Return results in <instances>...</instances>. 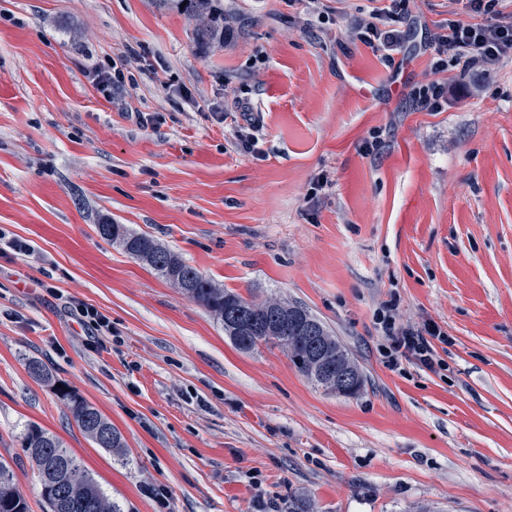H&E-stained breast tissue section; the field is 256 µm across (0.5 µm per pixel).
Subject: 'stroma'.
Here are the masks:
<instances>
[{
    "instance_id": "obj_1",
    "label": "stroma",
    "mask_w": 512,
    "mask_h": 512,
    "mask_svg": "<svg viewBox=\"0 0 512 512\" xmlns=\"http://www.w3.org/2000/svg\"><path fill=\"white\" fill-rule=\"evenodd\" d=\"M224 0L223 43L155 0H0V458L45 512L17 437L53 432L125 512H512V60L439 112L437 57L360 39L373 0ZM67 28H59V20ZM122 67L103 92L94 70ZM252 134L255 151L239 146ZM324 180L316 197L308 191ZM154 237L220 286L308 308L364 375L340 396L99 236ZM437 325L439 367L391 370L377 309ZM111 329L91 335L70 303ZM121 432L97 448L28 372ZM456 83L453 77L433 80L409 94L416 108L431 112H439L448 105V96L452 95Z\"/></svg>"
}]
</instances>
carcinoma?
I'll return each instance as SVG.
<instances>
[{
    "label": "carcinoma",
    "mask_w": 512,
    "mask_h": 512,
    "mask_svg": "<svg viewBox=\"0 0 512 512\" xmlns=\"http://www.w3.org/2000/svg\"><path fill=\"white\" fill-rule=\"evenodd\" d=\"M156 3L196 21L193 40L198 46L224 41L223 0ZM96 230L206 308L239 350L250 352L262 342L279 345L298 371L315 385L342 396L361 391L364 378L347 348L307 308L274 297L258 301L227 291L153 237L136 233L124 224H98ZM28 370L32 377L52 384L89 440L99 448L124 455L121 432L96 407L71 387H58L43 362L30 361ZM20 445L38 471L48 512H124L123 505L104 492L57 435L30 422L25 425ZM0 512H28L27 502L15 486L11 465L2 459Z\"/></svg>",
    "instance_id": "obj_1"
}]
</instances>
